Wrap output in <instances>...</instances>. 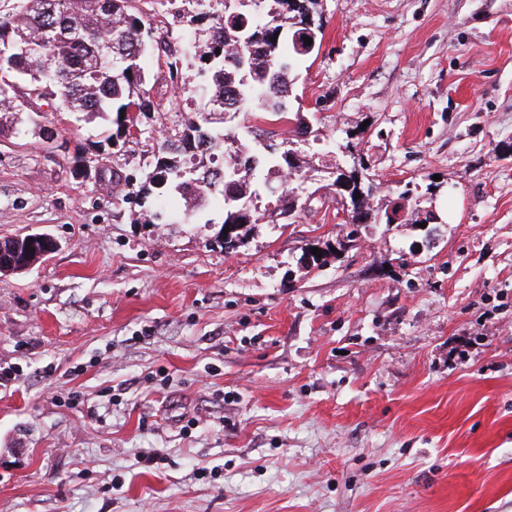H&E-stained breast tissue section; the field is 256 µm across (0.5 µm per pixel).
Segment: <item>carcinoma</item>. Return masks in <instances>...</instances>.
Masks as SVG:
<instances>
[{
	"label": "carcinoma",
	"instance_id": "1",
	"mask_svg": "<svg viewBox=\"0 0 512 512\" xmlns=\"http://www.w3.org/2000/svg\"><path fill=\"white\" fill-rule=\"evenodd\" d=\"M19 5L0 13V135L19 134L12 117L24 112L41 116L29 99H42L48 111L63 108L87 116L115 113L112 141L132 142L142 134L141 117L154 110L144 88L139 61L151 46L153 28L132 10L133 0H18ZM253 0H224V12L205 13L196 21L211 20L207 38L197 57L207 78L209 98L195 118L178 124L174 139L192 151L203 143L210 148L228 144V164L215 168L199 156L184 166L169 157L164 142L156 165L136 194L140 224L188 223L213 198L223 200V224L231 225L239 245L245 244V225L266 218L291 220L298 204L294 190L280 198L270 213L254 214L259 195L255 180L260 167L267 174L298 173L303 165L290 151L267 152L244 164L245 146L226 127L224 96L237 97L239 110L250 103L280 118L288 112L291 74L320 47L324 22L316 10L318 0H263L264 18L252 14ZM314 36L311 45L305 38ZM75 163L88 174L95 158L82 144L75 146ZM337 203L348 211L352 224L368 219L391 224L429 223L433 216L417 209L409 214L394 204L378 216L369 205L373 185L359 178L355 168L337 169L333 181ZM360 198H355V195ZM20 257L31 265L43 257V247L25 237L14 239Z\"/></svg>",
	"mask_w": 512,
	"mask_h": 512
}]
</instances>
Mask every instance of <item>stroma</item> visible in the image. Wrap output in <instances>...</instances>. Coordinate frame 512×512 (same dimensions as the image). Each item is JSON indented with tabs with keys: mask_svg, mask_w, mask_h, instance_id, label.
Instances as JSON below:
<instances>
[{
	"mask_svg": "<svg viewBox=\"0 0 512 512\" xmlns=\"http://www.w3.org/2000/svg\"><path fill=\"white\" fill-rule=\"evenodd\" d=\"M134 8L156 32L137 142L73 112L0 140V238L57 243L0 272V512H512V0H319L289 101L308 138L233 121L299 145L315 198L231 252L221 210L140 224L126 183L202 111L190 18L224 0ZM78 142L109 178L75 174ZM349 145L374 209L407 189L438 222L352 228Z\"/></svg>",
	"mask_w": 512,
	"mask_h": 512,
	"instance_id": "stroma-1",
	"label": "stroma"
}]
</instances>
